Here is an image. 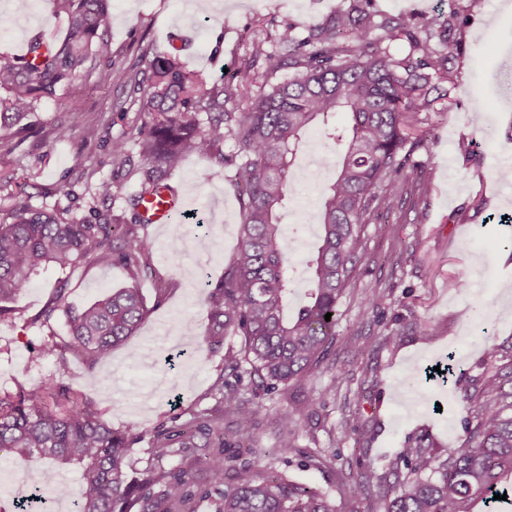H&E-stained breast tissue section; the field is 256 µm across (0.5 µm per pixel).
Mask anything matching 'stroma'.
<instances>
[{
	"label": "stroma",
	"mask_w": 512,
	"mask_h": 512,
	"mask_svg": "<svg viewBox=\"0 0 512 512\" xmlns=\"http://www.w3.org/2000/svg\"><path fill=\"white\" fill-rule=\"evenodd\" d=\"M348 0H111L112 64L108 78L99 71L84 77L73 93L41 104L39 134L19 140L0 130V172L12 178L10 192L25 191L36 206L58 207L82 219L105 203L93 197L88 178H107L115 196L114 212L128 207L133 181L112 165V143L126 141L133 163L141 157L133 141L144 122L142 109L147 62L173 50L172 33L190 29L191 51L181 59L211 79L242 81L250 41L261 37L269 53L286 57L279 35L293 27L303 37L309 26L325 21ZM380 14L411 18L418 27L454 19L458 51L452 61L453 83L442 84L444 110L424 116L421 141L410 161L423 170L425 191L407 198L392 214V232L366 236L358 275L341 300L336 342L311 377L273 391L253 388L247 405L255 428L248 449L234 463L274 472L326 494L337 512H377L375 491L358 497L346 492L363 466L373 467L383 484L396 477L392 462L410 442L428 435L438 450L464 438L475 418L464 394L481 390L491 378L512 392V183L499 181L500 166L512 165V0H374ZM0 59L15 56L23 34L42 27L50 40H63L65 17L53 15L46 0H0ZM73 125L70 137L55 138L57 123ZM95 135L86 138V127ZM236 168L211 157L188 155L170 183L184 190L190 216L176 228L147 226L153 245L148 270L137 286L152 309L136 334L95 367L77 360L59 363L44 348L48 334L64 335V314L50 327L34 324L59 278L50 270L35 277L16 304L14 316L0 319V391L57 381L79 388L113 428L137 436L131 457L136 469L150 464L145 434L183 414L194 404L213 406L212 384L246 379L248 364L226 369L223 345L204 344L208 318L203 287L218 282L239 244L242 221ZM320 204L316 192L290 194L283 224L288 237L304 250L316 242L315 226L304 225ZM179 253H172V239ZM66 305L76 309L112 288L129 285L118 266L83 264L67 271ZM465 281L461 290L449 279ZM377 288L384 299L369 310L365 298ZM164 301H157V294ZM485 311L486 328L472 316ZM435 333L422 341L418 324ZM138 352L130 362L129 352ZM455 352L465 370L448 384L427 380L434 358ZM293 416L294 446L281 451L279 433ZM363 424L351 436L354 424ZM49 492L51 512H70L80 476L36 461H0V512H20L23 492ZM65 487V497L54 496Z\"/></svg>",
	"instance_id": "stroma-1"
}]
</instances>
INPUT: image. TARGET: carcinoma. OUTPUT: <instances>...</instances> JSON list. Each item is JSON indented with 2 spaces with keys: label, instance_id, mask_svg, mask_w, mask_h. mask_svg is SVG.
Wrapping results in <instances>:
<instances>
[{
  "label": "carcinoma",
  "instance_id": "cac0c4a2",
  "mask_svg": "<svg viewBox=\"0 0 512 512\" xmlns=\"http://www.w3.org/2000/svg\"><path fill=\"white\" fill-rule=\"evenodd\" d=\"M372 2L350 0L304 39L285 28L280 42L291 50L284 62L273 61L264 40H254L251 62L265 58L269 72L244 83L209 84L175 52L149 60L147 120L135 133L143 164L131 165L124 141L112 149L113 166L137 183L129 198L132 215L107 209L93 221L76 220L32 205L29 194L7 195L0 205V319L14 314L11 303L41 269L118 265L138 279L141 260L152 251L140 204L169 186L186 155L224 162L222 146L231 140L240 159V240L223 278L206 295V341L219 345L227 336L240 337V354L225 355V365L248 363L250 375L268 390L308 378L336 339L340 302L360 262L365 230L371 225L373 236H388L390 224L380 221L381 212H394L420 189V167L398 175L408 129L418 113L436 111L430 94L436 83L453 77L448 64L457 49L454 21L426 31L404 17L377 22ZM48 4L65 16L67 36L47 46L33 44L26 58L0 62V129L23 137L38 128L41 102L68 92L90 63L112 57L110 0ZM382 42L405 43L409 52L394 59L379 47ZM283 67L291 75L270 82L269 74ZM338 112L346 115L343 127L329 124ZM313 127L342 147L344 157L321 190L319 243L307 263L312 286L290 315L293 242L283 233L279 209L292 186L302 136ZM67 285L58 281L35 321L51 326L64 307ZM147 312L140 289L118 288L67 311V335L50 336L45 348L62 363L71 358L93 368L135 335ZM210 395L236 413V441H250L253 411L241 390L221 377ZM464 401L473 406L476 424L447 449L443 463L436 464L434 450L420 441L393 463L402 474L400 492L383 489L367 466L348 485L349 493L379 488L382 512H512V393L489 380ZM186 416L150 434L151 467L137 475L129 462L135 438L112 428L106 411L81 392L49 381L28 391L0 392V452L20 462L76 467L81 491L73 512H188L197 473L191 465L165 467L176 448L205 451L209 487L203 494L214 512H336L327 496L306 484L250 466L235 469L232 481L224 482V414L197 404ZM504 493L507 500L494 499Z\"/></svg>",
  "mask_w": 512,
  "mask_h": 512
}]
</instances>
